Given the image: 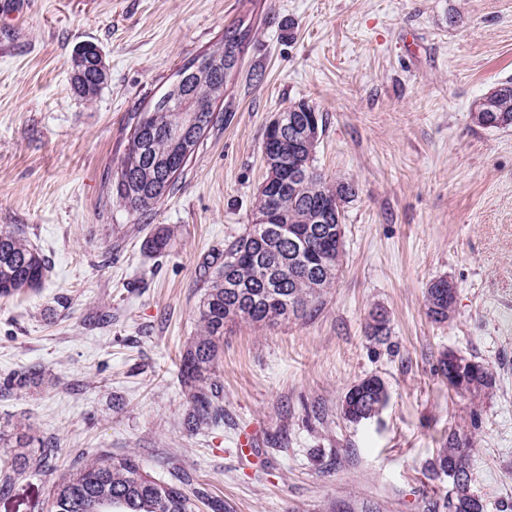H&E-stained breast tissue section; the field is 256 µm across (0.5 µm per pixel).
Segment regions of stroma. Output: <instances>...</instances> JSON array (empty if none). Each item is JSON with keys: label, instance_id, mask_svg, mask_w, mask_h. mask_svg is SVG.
I'll use <instances>...</instances> for the list:
<instances>
[{"label": "stroma", "instance_id": "35a3bbf8", "mask_svg": "<svg viewBox=\"0 0 512 512\" xmlns=\"http://www.w3.org/2000/svg\"><path fill=\"white\" fill-rule=\"evenodd\" d=\"M229 37L220 118L173 192L145 218L103 204L134 113ZM86 42L107 70L90 101L71 86ZM511 78L512 0H0V226L51 266L0 297V376L42 371L0 393V430L57 449L21 470L0 447V512H47L59 474L102 454L165 481L181 467L230 512H446L451 484L428 464L452 430L485 512H512V128L471 115ZM300 101L325 119L315 167L356 188L342 273L306 318L227 327L211 376L224 422L190 437L179 370L207 265L251 223L265 129ZM440 276L457 288L442 324L424 302ZM377 306L382 344L365 329ZM449 349L495 373L480 404L437 374ZM370 374L389 401L348 423L344 394Z\"/></svg>", "mask_w": 512, "mask_h": 512}]
</instances>
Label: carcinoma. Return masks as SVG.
I'll list each match as a JSON object with an SVG mask.
<instances>
[{"label":"carcinoma","instance_id":"carcinoma-1","mask_svg":"<svg viewBox=\"0 0 512 512\" xmlns=\"http://www.w3.org/2000/svg\"><path fill=\"white\" fill-rule=\"evenodd\" d=\"M87 65L72 72L74 90L85 99L97 95L98 72L90 59L97 47L82 46ZM220 63L223 70L196 75L195 61L183 65L178 74H190L188 82L178 87L179 95H188L202 106L189 112L172 105L154 117L151 110L134 117L127 147L115 174L109 180L106 202L117 201L127 212L144 217L153 211L181 179L189 160L214 125L219 115L215 106L224 96L226 71L236 63L234 45L219 43L201 55L198 62ZM299 120L314 124L323 134V115L306 102L288 108ZM481 113L480 125L506 129L512 127V79L501 83L475 107ZM179 133L184 153L174 151L171 134ZM319 138L299 141L297 155H285L275 147V135L265 131L264 142L268 186L258 192L254 215L269 209L280 223L296 229L295 241L281 238L273 224H250L245 231L225 245L224 259L209 277L198 312V331L184 355L180 377L190 409L184 425L194 434L203 427L224 422V406L207 385L212 374L224 329L246 322L275 324L291 317L307 316L320 302L324 289L331 287L343 265L344 228L336 215L355 196L347 181L330 182L312 166ZM50 266L45 256L34 248L23 232L13 226L0 227V296L40 287ZM456 287L446 277L431 280L425 292L428 317L447 321L455 310ZM367 335L377 343L387 340L389 319L384 310L369 313ZM456 378L448 374V353L438 361L437 371L448 388L471 401H481L496 385L490 365L477 356L458 355ZM39 375L6 376L0 388H23ZM389 400L388 387L377 375H367L354 382L341 404L343 418L358 424L366 414L378 415ZM471 441L459 431L442 440L430 462L431 472L451 480L445 502L448 512H485L483 500L471 488L469 458ZM211 512H229L226 504L201 493L190 496L181 485L144 474L131 456L102 455L89 463L73 467L61 477L52 496L50 512H199V504Z\"/></svg>","mask_w":512,"mask_h":512}]
</instances>
